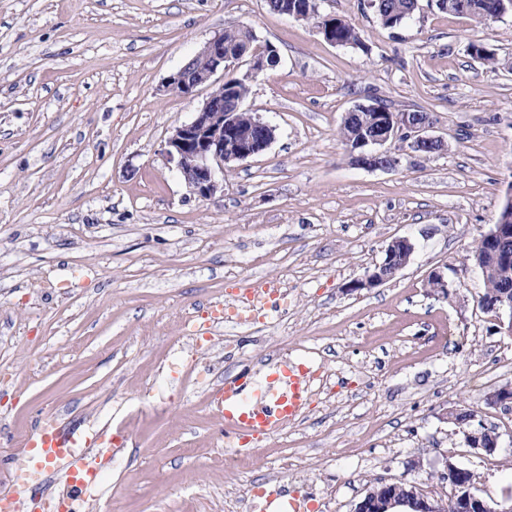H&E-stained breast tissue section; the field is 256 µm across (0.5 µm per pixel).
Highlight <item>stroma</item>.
<instances>
[{
  "label": "stroma",
  "mask_w": 512,
  "mask_h": 512,
  "mask_svg": "<svg viewBox=\"0 0 512 512\" xmlns=\"http://www.w3.org/2000/svg\"><path fill=\"white\" fill-rule=\"evenodd\" d=\"M362 47L326 42L313 22L267 0H0V473L22 459L39 419L132 435L104 459L92 512H224L225 489L273 486L354 512L369 486L416 481L448 498L446 462L512 493V410L487 405L512 385V335L479 300L468 252L512 184V17L484 22L419 0L382 26L368 0H320ZM248 25L280 61L244 102L277 128L262 154L224 172V191L190 194L163 151L210 92L164 79L224 28ZM472 42L502 61L490 70ZM386 102L429 112L445 150L370 171L339 137L346 112ZM416 245L376 288L348 284L388 243ZM443 270L449 297L433 295ZM289 293L265 323L184 335L242 284ZM313 357L331 374L288 445L257 443L232 471L211 385L269 360ZM494 367L492 380L479 379ZM208 371L196 383L188 369ZM496 427L476 453L444 415ZM288 455L292 470L281 467Z\"/></svg>",
  "instance_id": "obj_1"
}]
</instances>
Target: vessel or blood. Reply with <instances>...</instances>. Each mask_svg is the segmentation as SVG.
<instances>
[{"mask_svg": "<svg viewBox=\"0 0 512 512\" xmlns=\"http://www.w3.org/2000/svg\"><path fill=\"white\" fill-rule=\"evenodd\" d=\"M267 376L275 383L270 396H257L248 375L225 381L213 402L224 422L225 432L245 447L276 435L296 421L309 398L312 366L307 359L277 358L267 365ZM71 434L51 426L39 428L27 448L30 468L45 474L50 464L64 462L73 497L79 498L97 484L99 471L88 464L84 453L73 451Z\"/></svg>", "mask_w": 512, "mask_h": 512, "instance_id": "b4317fda", "label": "vessel or blood"}]
</instances>
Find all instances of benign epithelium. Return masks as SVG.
Instances as JSON below:
<instances>
[{
  "mask_svg": "<svg viewBox=\"0 0 512 512\" xmlns=\"http://www.w3.org/2000/svg\"><path fill=\"white\" fill-rule=\"evenodd\" d=\"M462 9L479 19L499 20L512 15V8H507L504 0L493 16L473 4H464ZM240 63L241 58L224 54V34L218 33L206 41L181 68L171 73L165 79L163 88L179 86L183 94L191 95L201 86V81L196 77L198 72L205 73L212 83L222 85L224 79H218L216 75L233 72ZM243 103L241 98L231 99V111L226 112L224 100L209 95L195 112L194 118L175 127L165 141V154L185 177L189 191L200 199L210 200L224 192V170L263 153L276 140L277 128L253 112L247 115L248 124H238V109L243 107ZM359 110H374L379 119L373 135L359 140L357 148H347L351 162L356 166L370 170L386 168L383 157L388 153V145L396 140L406 143L415 154L426 151L436 153L447 147L443 139L429 134L434 128L435 119L427 112L390 114L376 103L359 104L346 116L350 117ZM397 241L405 246L403 256L389 258L375 265L363 278L353 281L348 290L375 288L394 279L408 265L415 251L410 239L399 237ZM487 401L493 406L512 404V387L505 385L495 390ZM475 421L474 414L464 420L468 426L465 435L472 448L479 453L494 452L497 445L486 447L481 443L483 427L475 426ZM464 489V493L454 498L455 512H512V497L490 502L484 490L472 479L464 484ZM445 508L442 500L427 496L419 487L404 495L392 490L391 484L380 482L378 487L366 491L355 512H443Z\"/></svg>",
  "mask_w": 512,
  "mask_h": 512,
  "instance_id": "7a95c632",
  "label": "benign epithelium"
}]
</instances>
